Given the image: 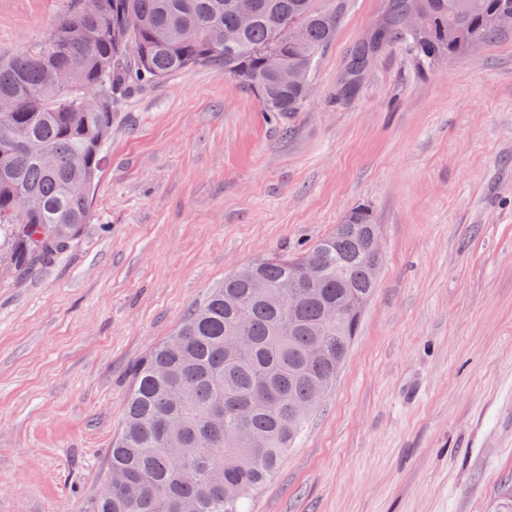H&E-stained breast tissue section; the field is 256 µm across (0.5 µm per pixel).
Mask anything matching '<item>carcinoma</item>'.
I'll use <instances>...</instances> for the list:
<instances>
[{
    "label": "carcinoma",
    "instance_id": "1",
    "mask_svg": "<svg viewBox=\"0 0 512 512\" xmlns=\"http://www.w3.org/2000/svg\"><path fill=\"white\" fill-rule=\"evenodd\" d=\"M102 3L85 14L77 0L39 49L0 59V99L14 102L0 112L1 277L33 275L89 223L112 108L130 72L162 81L219 65L265 111L291 117L308 88L286 82L268 57L311 75L340 21L320 0H254L253 24L226 44L236 0ZM411 10L422 23L409 31L402 16ZM504 11L512 13V0H396L382 43L361 45L348 70L360 72L399 40L424 62L462 56L506 34L496 23ZM378 236L369 211L356 208L305 250L224 277L137 366L108 477L88 512H244L336 381L376 290ZM305 266L311 278L286 296ZM331 307L339 319L328 317Z\"/></svg>",
    "mask_w": 512,
    "mask_h": 512
}]
</instances>
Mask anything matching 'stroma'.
Masks as SVG:
<instances>
[{"mask_svg":"<svg viewBox=\"0 0 512 512\" xmlns=\"http://www.w3.org/2000/svg\"><path fill=\"white\" fill-rule=\"evenodd\" d=\"M389 0H344L292 118L218 66L132 81L91 219L0 279V512H85L132 369L226 275L381 227L378 287L336 383L249 512H512V34L455 59L346 64ZM74 0H0V57Z\"/></svg>","mask_w":512,"mask_h":512,"instance_id":"1","label":"stroma"}]
</instances>
